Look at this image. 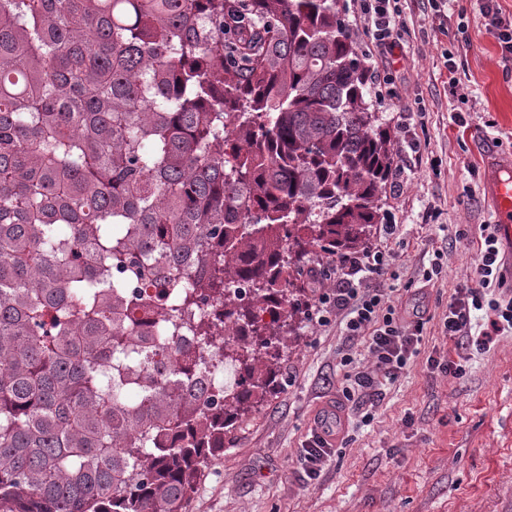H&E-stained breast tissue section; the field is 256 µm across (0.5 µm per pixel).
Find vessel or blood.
Wrapping results in <instances>:
<instances>
[{
    "label": "vessel or blood",
    "mask_w": 512,
    "mask_h": 512,
    "mask_svg": "<svg viewBox=\"0 0 512 512\" xmlns=\"http://www.w3.org/2000/svg\"><path fill=\"white\" fill-rule=\"evenodd\" d=\"M485 191L494 205L498 236L509 250L500 272L505 287L512 288V157L498 155L488 158L485 169Z\"/></svg>",
    "instance_id": "b4317fda"
}]
</instances>
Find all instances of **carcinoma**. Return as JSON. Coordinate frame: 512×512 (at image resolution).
Wrapping results in <instances>:
<instances>
[{
	"instance_id": "carcinoma-1",
	"label": "carcinoma",
	"mask_w": 512,
	"mask_h": 512,
	"mask_svg": "<svg viewBox=\"0 0 512 512\" xmlns=\"http://www.w3.org/2000/svg\"><path fill=\"white\" fill-rule=\"evenodd\" d=\"M393 163L337 0H0V512H186ZM206 367V365H205ZM234 373L230 371L226 365L224 367L213 368L211 366L201 370L197 374V378L191 383V385L200 384L207 392H211L212 389L216 388L219 382H228L232 380Z\"/></svg>"
}]
</instances>
